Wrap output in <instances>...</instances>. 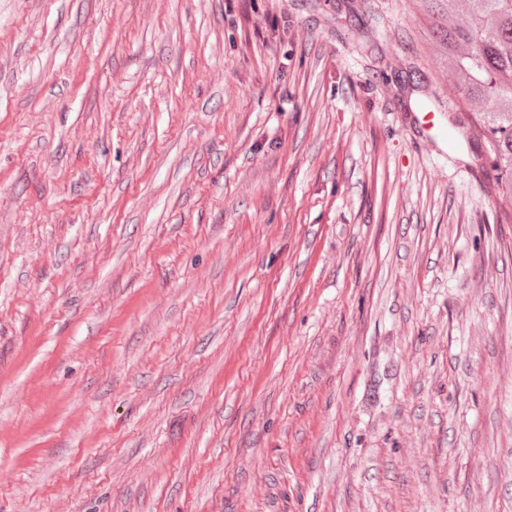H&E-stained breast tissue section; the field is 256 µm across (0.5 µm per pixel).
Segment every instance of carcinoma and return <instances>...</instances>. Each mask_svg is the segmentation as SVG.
<instances>
[{
  "label": "carcinoma",
  "instance_id": "carcinoma-1",
  "mask_svg": "<svg viewBox=\"0 0 512 512\" xmlns=\"http://www.w3.org/2000/svg\"><path fill=\"white\" fill-rule=\"evenodd\" d=\"M458 91V135L512 200V0H422Z\"/></svg>",
  "mask_w": 512,
  "mask_h": 512
}]
</instances>
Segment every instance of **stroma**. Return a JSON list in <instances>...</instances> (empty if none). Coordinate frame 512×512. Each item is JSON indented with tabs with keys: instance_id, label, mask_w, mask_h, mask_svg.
Listing matches in <instances>:
<instances>
[{
	"instance_id": "obj_1",
	"label": "stroma",
	"mask_w": 512,
	"mask_h": 512,
	"mask_svg": "<svg viewBox=\"0 0 512 512\" xmlns=\"http://www.w3.org/2000/svg\"><path fill=\"white\" fill-rule=\"evenodd\" d=\"M456 100L420 0H0V512H512ZM430 113H425L422 117L423 122L417 120L419 124V128H424L425 132L422 130L421 135L419 136V140H421L427 147L433 151L436 148L438 141H446L448 143V132L446 128L434 120V114L432 118L426 119Z\"/></svg>"
}]
</instances>
